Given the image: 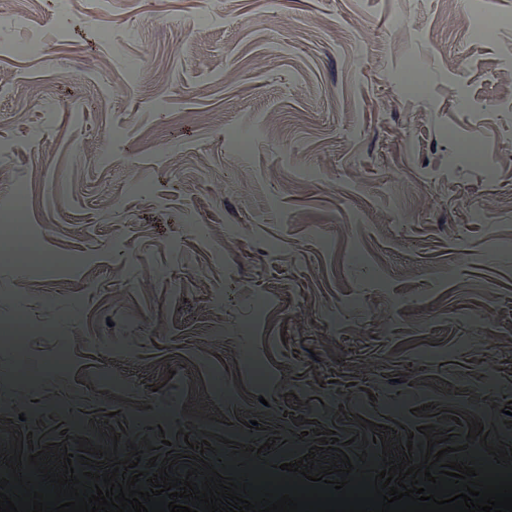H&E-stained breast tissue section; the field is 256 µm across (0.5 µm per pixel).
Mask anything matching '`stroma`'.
<instances>
[{
    "instance_id": "35a3bbf8",
    "label": "stroma",
    "mask_w": 512,
    "mask_h": 512,
    "mask_svg": "<svg viewBox=\"0 0 512 512\" xmlns=\"http://www.w3.org/2000/svg\"><path fill=\"white\" fill-rule=\"evenodd\" d=\"M445 2L13 0L0 202L98 260L0 268V368L41 372L0 396V478L56 443L181 479L194 448L225 478L331 436L358 474L512 449V0Z\"/></svg>"
}]
</instances>
